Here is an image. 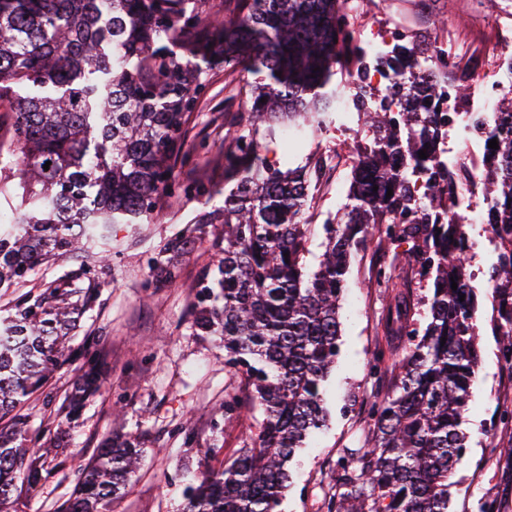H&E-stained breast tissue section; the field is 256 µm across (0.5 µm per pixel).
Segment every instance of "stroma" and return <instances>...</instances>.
I'll return each instance as SVG.
<instances>
[{
    "label": "stroma",
    "mask_w": 512,
    "mask_h": 512,
    "mask_svg": "<svg viewBox=\"0 0 512 512\" xmlns=\"http://www.w3.org/2000/svg\"><path fill=\"white\" fill-rule=\"evenodd\" d=\"M364 2L358 24H401L429 33L457 50L463 73L486 66L500 28L512 27V0L481 8L474 0ZM202 81L186 124V142L196 147L198 166H176L180 187L153 221L119 225L121 247L89 273H82L79 257L69 256L45 263L32 278L41 288L67 282L80 292L94 289L95 299L81 308L70 337L73 348L91 346L101 358L104 380L74 422L64 419L63 409L79 390L81 361L64 363L26 402L21 416L37 437L29 457L52 475L35 485L17 482L16 512H56L72 495L82 468L115 435L135 438L142 449L138 472L114 503L117 512H181L193 474L223 469L246 443L251 414L224 412L241 376L224 365L223 337L198 330L191 315L201 280L219 258L212 227L197 217L223 205L208 194L224 187V135L243 112L223 62L208 66ZM364 138L362 126L340 122L318 140V151L335 155L338 164L324 172L307 212L314 231L310 266H317L322 252L324 221L346 201L355 147ZM181 234L191 237L190 251H168ZM499 253L484 237L470 252L469 269L477 274L480 363L462 423L467 450L451 478L449 512H479L489 500L506 503L512 512V457L506 453L512 448V421L500 418L503 406L512 405V369L499 358L491 299ZM160 256L177 269L172 283L159 282L151 269ZM375 262L369 245L357 247L351 259L340 309V353L325 383L327 421L290 461L281 512H327L336 491L337 459L364 446L369 404L393 390L403 345L384 334L387 291L375 282ZM380 351L385 358L378 379L369 365Z\"/></svg>",
    "instance_id": "1"
}]
</instances>
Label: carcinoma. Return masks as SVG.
Returning <instances> with one entry per match:
<instances>
[{
    "mask_svg": "<svg viewBox=\"0 0 512 512\" xmlns=\"http://www.w3.org/2000/svg\"><path fill=\"white\" fill-rule=\"evenodd\" d=\"M341 2L229 0L224 20L214 21L202 0H0V107L13 117L9 147L0 148V195L15 200L11 221L0 224V288L27 287L52 259L78 254L84 271L104 260L114 225L141 224L160 209L175 183L173 158L192 161L184 126L202 64L222 58L229 72L252 76L244 117L224 144V209L197 220L222 228L194 322L224 336V365L242 376L224 409H257L261 419L248 447L187 487L183 512H279L288 462L326 423L323 385L340 351L346 275L353 247L368 241L380 256L378 282H391L389 247L407 242L432 288L421 319L408 292L391 298L386 328L405 339L395 389L370 406L366 448L340 457L330 512H448L479 360L468 240L450 209L464 186L436 165L433 108L448 64L427 68L430 56L408 40L375 59L391 85L374 100L369 84H359L371 140L356 148L348 203L322 225L324 252L311 268L309 190L329 158L305 149L340 117L347 89L333 85L336 70L362 80L361 47ZM497 112L489 139L498 148L477 178L490 233L511 245L493 270V305L499 356L512 368V96ZM286 132L293 155L283 171L267 155ZM73 294L28 291L0 317V417L68 357L84 358L85 371L67 419L79 418L83 399L98 390L101 362L68 346ZM29 441L19 429H0V512H11L18 479L51 475L27 461ZM140 456L137 442L113 437L57 512H111Z\"/></svg>",
    "mask_w": 512,
    "mask_h": 512,
    "instance_id": "1",
    "label": "carcinoma"
}]
</instances>
